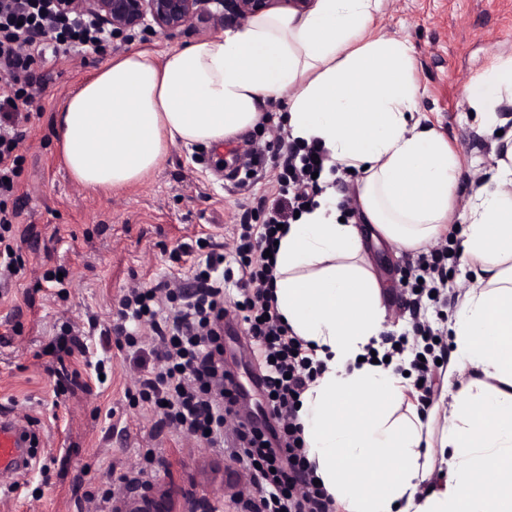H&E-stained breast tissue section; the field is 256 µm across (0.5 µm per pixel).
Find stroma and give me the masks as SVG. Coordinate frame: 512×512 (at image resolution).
I'll return each mask as SVG.
<instances>
[{"mask_svg": "<svg viewBox=\"0 0 512 512\" xmlns=\"http://www.w3.org/2000/svg\"><path fill=\"white\" fill-rule=\"evenodd\" d=\"M379 34L408 41L417 60L420 108L463 161L454 206L463 211L472 184L494 163L491 138L464 98L498 62L512 58V0H386ZM191 28L167 37L135 30L86 60L46 53L32 70L42 83L30 107L19 152L24 157L16 196L21 216L15 242L25 268L0 296V405L7 418L35 432L27 468L0 475V512H102L152 453L156 477L177 497L207 495L221 512H240L222 494L228 458L172 429L128 396L145 372L118 348V336L85 335L84 352L60 357L54 345L65 326L84 331L89 316L111 325L125 290L193 270L175 250L232 229L272 196L276 171L253 175L242 163L255 143L277 140L275 123L215 148L176 146L142 184L93 191L68 175L54 115L66 97L110 58L132 48L162 51L202 40ZM63 268L68 286L37 285L45 270ZM108 364L99 380V361ZM224 365L242 384L257 371L243 325L224 326Z\"/></svg>", "mask_w": 512, "mask_h": 512, "instance_id": "obj_1", "label": "stroma"}]
</instances>
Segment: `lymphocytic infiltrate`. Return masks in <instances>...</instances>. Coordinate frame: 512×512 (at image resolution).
I'll return each mask as SVG.
<instances>
[{
  "mask_svg": "<svg viewBox=\"0 0 512 512\" xmlns=\"http://www.w3.org/2000/svg\"><path fill=\"white\" fill-rule=\"evenodd\" d=\"M48 31L55 35V52L66 55L102 53L112 42L111 34L89 18L62 12L53 0H0V283L10 282L24 267L11 243L21 214L11 199L23 163L18 146L37 92L31 66L43 52L38 37ZM317 153V147L292 141L273 157L254 154L253 163L268 158L277 170L275 196L258 202L262 223L241 224L229 247L208 239L205 260L194 271V288L166 279L130 289L113 322L131 356L148 352L160 363L144 375L139 400L162 423L224 449L248 472L260 499L242 503V512H333V500L317 485L306 459L297 421L301 396L321 366L276 310L275 260L266 254L278 241L280 226L319 193ZM229 281L240 295L237 308L260 361L267 409L261 421L248 412L236 414L239 386L224 369V285ZM407 283L419 292L410 309V333L420 342L411 346L399 339L395 352L412 351V366L428 396L433 373L425 358L434 351L438 331L426 313L430 296H443L448 283L447 249L420 254Z\"/></svg>",
  "mask_w": 512,
  "mask_h": 512,
  "instance_id": "1",
  "label": "lymphocytic infiltrate"
}]
</instances>
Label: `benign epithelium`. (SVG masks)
Segmentation results:
<instances>
[{"instance_id": "7a95c632", "label": "benign epithelium", "mask_w": 512, "mask_h": 512, "mask_svg": "<svg viewBox=\"0 0 512 512\" xmlns=\"http://www.w3.org/2000/svg\"><path fill=\"white\" fill-rule=\"evenodd\" d=\"M298 9L311 0H55L66 11L87 15L120 36L136 28L170 36L198 23L213 28L271 9L280 2ZM245 482L238 474L224 480V495L233 500L244 494ZM112 512H211L208 497L190 496L183 506L176 503L171 487L163 480L129 483L112 498Z\"/></svg>"}]
</instances>
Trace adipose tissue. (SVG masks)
Instances as JSON below:
<instances>
[{
	"label": "adipose tissue",
	"instance_id": "1",
	"mask_svg": "<svg viewBox=\"0 0 512 512\" xmlns=\"http://www.w3.org/2000/svg\"><path fill=\"white\" fill-rule=\"evenodd\" d=\"M383 6L314 0L160 55L129 50L68 95L56 135L76 182L124 190L172 147L222 145L287 96L291 138L354 171L363 219L343 223L339 195L327 189L275 254L277 310L324 364L298 411L323 489L343 512H512V133L455 214L462 162L418 115L412 46L376 35ZM507 88L512 59L465 90L488 134ZM454 223L474 280L449 319L454 356L440 417L420 412L394 364L369 359L386 306L366 244L417 252Z\"/></svg>",
	"mask_w": 512,
	"mask_h": 512
}]
</instances>
